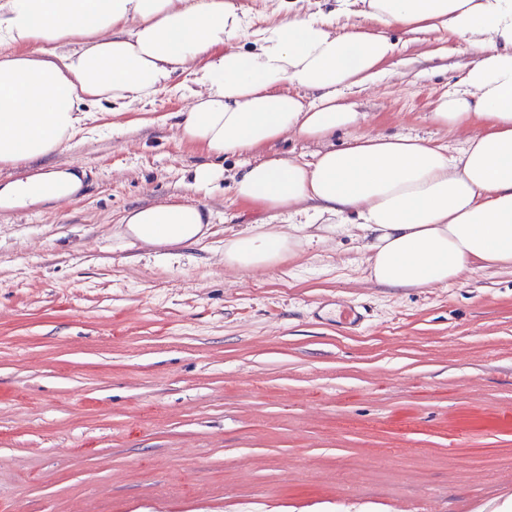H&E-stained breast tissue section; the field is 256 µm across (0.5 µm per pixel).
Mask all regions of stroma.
<instances>
[{
    "mask_svg": "<svg viewBox=\"0 0 512 512\" xmlns=\"http://www.w3.org/2000/svg\"><path fill=\"white\" fill-rule=\"evenodd\" d=\"M386 77L343 90L362 132L458 154L429 118L470 56L409 36ZM178 84L27 175L70 163L74 199L0 209V512H512V269L445 285L367 281L348 232L268 269L224 266V240L278 217L178 138ZM201 204L211 226L169 259L119 236L125 213ZM367 318L345 324L341 304ZM222 177L224 178V169L221 166L203 163L193 170L188 186L195 192L205 193L212 189Z\"/></svg>",
    "mask_w": 512,
    "mask_h": 512,
    "instance_id": "1",
    "label": "stroma"
}]
</instances>
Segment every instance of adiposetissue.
<instances>
[{
	"mask_svg": "<svg viewBox=\"0 0 512 512\" xmlns=\"http://www.w3.org/2000/svg\"><path fill=\"white\" fill-rule=\"evenodd\" d=\"M285 2L286 18L245 49L234 0H0V167L70 147L91 104L147 101L185 75L181 141L211 159L250 156L233 177L236 197L284 221L225 240V267L277 264L330 215L364 240L368 279L391 288L512 268V0H336L304 14ZM390 25L448 34L471 53L459 90L430 110L441 127L469 128L459 155L408 135L330 146L364 120L341 93L385 76ZM291 134L318 143L312 160L270 153ZM79 188L54 168L1 185L0 207L68 200ZM123 222L143 244L177 247L198 241L207 217L198 204L158 203Z\"/></svg>",
	"mask_w": 512,
	"mask_h": 512,
	"instance_id": "1",
	"label": "adipose tissue"
}]
</instances>
